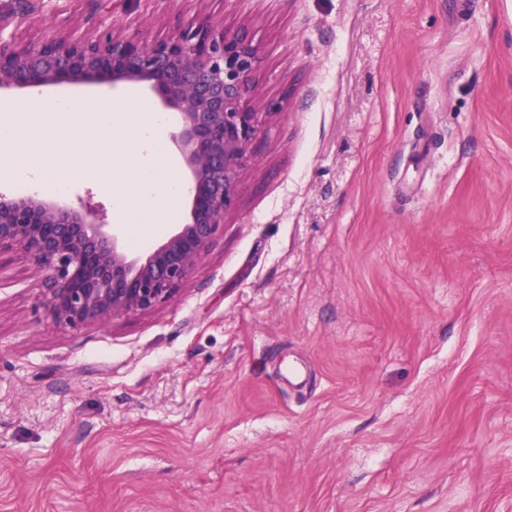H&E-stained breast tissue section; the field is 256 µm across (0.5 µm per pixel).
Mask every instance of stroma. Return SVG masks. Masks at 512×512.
<instances>
[{
	"label": "stroma",
	"mask_w": 512,
	"mask_h": 512,
	"mask_svg": "<svg viewBox=\"0 0 512 512\" xmlns=\"http://www.w3.org/2000/svg\"><path fill=\"white\" fill-rule=\"evenodd\" d=\"M0 39L245 29L236 207L57 325L0 253V512H512V0H0Z\"/></svg>",
	"instance_id": "stroma-1"
}]
</instances>
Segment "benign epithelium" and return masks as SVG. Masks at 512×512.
<instances>
[{
	"mask_svg": "<svg viewBox=\"0 0 512 512\" xmlns=\"http://www.w3.org/2000/svg\"><path fill=\"white\" fill-rule=\"evenodd\" d=\"M260 64L243 30L204 20L149 43L104 32L14 46L0 41V90L63 83L141 84L179 114L171 141L191 175L187 222L146 257H134L96 208L52 196L0 194V252L18 248L44 273L52 320L78 327L153 309L172 298L238 199L258 132L249 106Z\"/></svg>",
	"mask_w": 512,
	"mask_h": 512,
	"instance_id": "7a95c632",
	"label": "benign epithelium"
}]
</instances>
